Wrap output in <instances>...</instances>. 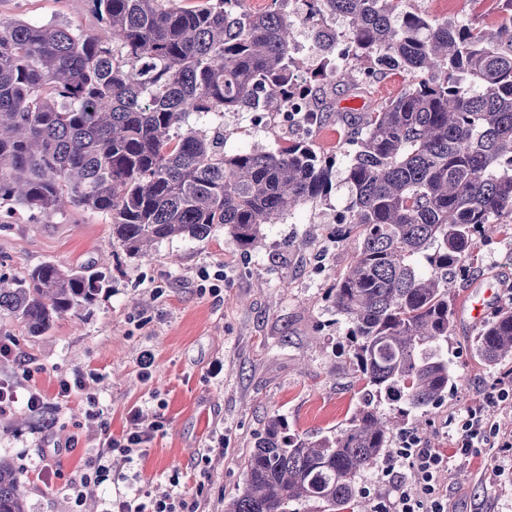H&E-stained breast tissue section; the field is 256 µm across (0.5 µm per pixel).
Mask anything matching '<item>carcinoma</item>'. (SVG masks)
Returning a JSON list of instances; mask_svg holds the SVG:
<instances>
[{"label":"carcinoma","instance_id":"obj_1","mask_svg":"<svg viewBox=\"0 0 512 512\" xmlns=\"http://www.w3.org/2000/svg\"><path fill=\"white\" fill-rule=\"evenodd\" d=\"M87 0L105 38L54 23L0 19V219L102 214L128 255L224 230L256 246L263 227L327 202L336 158L313 147L343 85L390 71L404 88L353 117L350 198L336 242L350 261L328 299L347 324L360 401L334 437L288 433L276 416L245 460L225 512H374L359 486L406 419L422 431L455 384L448 360L450 281L477 260L486 225L512 216V0L495 28L434 20L408 0ZM348 21L317 33L318 69L291 53L301 20ZM287 112L275 150L224 152L226 112ZM106 276L44 262L10 284L0 310L32 336L94 305ZM491 365L512 360V306L472 341ZM388 405L383 413L374 407ZM0 512H26L0 459Z\"/></svg>","mask_w":512,"mask_h":512}]
</instances>
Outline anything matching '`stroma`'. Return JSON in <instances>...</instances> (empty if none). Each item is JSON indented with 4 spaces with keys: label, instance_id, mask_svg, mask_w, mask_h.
I'll use <instances>...</instances> for the list:
<instances>
[{
    "label": "stroma",
    "instance_id": "obj_1",
    "mask_svg": "<svg viewBox=\"0 0 512 512\" xmlns=\"http://www.w3.org/2000/svg\"><path fill=\"white\" fill-rule=\"evenodd\" d=\"M440 19L476 18L492 26L501 15L487 0H425ZM0 18L55 21L87 34L99 27L82 0H0ZM224 150H270L279 139L272 126L248 112L221 117ZM349 197L337 181L328 203L309 205L264 228L259 247L242 249L223 231L203 239L178 238L154 246L147 257H131L112 240L104 215L67 208L41 217L26 212L0 223V277L21 278L35 266H95L108 278L90 310L69 315L41 336L29 335L20 319L0 312V337L15 341L21 362L0 365L18 401L0 416V456L17 470L28 512H101L112 498V480L131 470L121 455L110 457L111 480L90 484L75 499L69 484L95 456L99 423L87 419L94 396L113 436L126 428L131 408L146 420L162 419L164 432L145 449L142 480L177 481L199 512H224L244 482L243 456L271 416L287 420L289 433L307 438L343 431L358 399L345 340L346 327L326 299L349 256L336 242V224ZM223 274L220 295L209 294ZM492 283L497 305L512 297V230L491 225L467 278L451 285L453 334L448 356L458 382L430 414L427 438L447 446L451 424L488 392L512 361L492 367L474 356L471 340L480 324L470 315L477 286ZM155 356L150 380L137 361ZM224 370L210 377L208 367ZM38 369L23 374V362ZM82 373L83 393L57 399L58 376ZM47 399L42 412L26 407L31 390ZM73 449H66L70 436ZM63 451L56 474L42 467L45 449ZM511 448H490L468 459L454 458L442 478L453 512H512V469L498 470Z\"/></svg>",
    "mask_w": 512,
    "mask_h": 512
}]
</instances>
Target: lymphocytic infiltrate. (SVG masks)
<instances>
[{
  "instance_id": "1",
  "label": "lymphocytic infiltrate",
  "mask_w": 512,
  "mask_h": 512,
  "mask_svg": "<svg viewBox=\"0 0 512 512\" xmlns=\"http://www.w3.org/2000/svg\"><path fill=\"white\" fill-rule=\"evenodd\" d=\"M506 393L505 381H498L492 391L485 393L481 403L467 408L452 449L432 445L413 433L405 434L400 447L388 450L380 463L388 486L377 512H449L441 478L448 469L451 454L469 455L480 448L512 447V429L488 416L489 406ZM163 429L162 422L145 421L136 410L129 411L126 429L120 437H113L109 428H102L99 451L88 462L86 472L70 483L73 493L81 494L91 479H107L112 453L133 458ZM110 509L111 512H198V505L187 501L174 487L145 484L137 487L134 497L116 495Z\"/></svg>"
}]
</instances>
